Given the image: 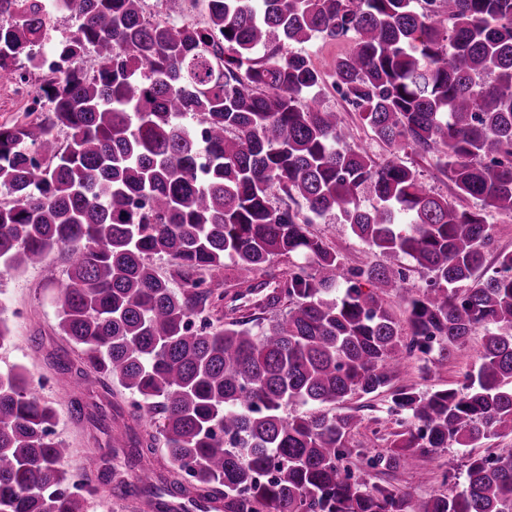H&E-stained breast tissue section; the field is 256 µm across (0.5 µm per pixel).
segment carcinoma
I'll return each mask as SVG.
<instances>
[{"label": "carcinoma", "mask_w": 512, "mask_h": 512, "mask_svg": "<svg viewBox=\"0 0 512 512\" xmlns=\"http://www.w3.org/2000/svg\"><path fill=\"white\" fill-rule=\"evenodd\" d=\"M144 2L57 0L75 29L51 54L93 64L42 71L44 116L0 126V268L60 255L57 329L77 361L57 369L134 396L130 417L152 430L129 440L128 467L162 448L188 484L132 485L105 456L96 478L72 479L56 409L13 365L0 370V512H86L100 485L140 512H171L189 485L202 512H512V454L471 453L451 495L414 500L343 465L355 416L331 412L391 391L403 430L366 458L380 473L512 434V252L485 268L484 217L512 213V0H203L201 26L153 21ZM50 23L49 0H0L3 80L40 59ZM319 37L349 42L326 72L288 51ZM328 81L382 143L437 154L476 206L349 145L320 100ZM328 215L431 274L406 298L409 334L383 297L403 272L343 268L310 230ZM480 328L463 388L391 389L405 360ZM292 403L309 410L289 416ZM69 405L109 427L104 407Z\"/></svg>", "instance_id": "cac0c4a2"}]
</instances>
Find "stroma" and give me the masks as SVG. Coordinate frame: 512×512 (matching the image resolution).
<instances>
[{
  "label": "stroma",
  "mask_w": 512,
  "mask_h": 512,
  "mask_svg": "<svg viewBox=\"0 0 512 512\" xmlns=\"http://www.w3.org/2000/svg\"><path fill=\"white\" fill-rule=\"evenodd\" d=\"M321 98L328 108L344 113L353 147L366 150L381 160L393 154L362 124L358 113L349 109L331 85L322 87ZM313 230L326 238L345 266L382 263L403 270L406 280L402 289H390L386 301L399 321H407L403 295L426 286L430 278L426 270L417 268L410 258L375 252L354 236L348 225L335 220L314 224ZM64 278L65 264L55 253L50 254L42 265L21 273L0 270V302L6 304L12 313V339L8 346L0 349V369L15 364L26 366L40 395L53 403L57 411L54 435L64 440L71 450L65 469L73 474L95 472L101 455L108 453L112 456L113 465L124 469L127 480L135 481L137 472L126 467L124 450L129 437L127 427L131 423L128 409L131 395L117 394L112 427L109 432H102L89 422L71 416L69 399L72 388L66 376L59 374L49 362L50 353L68 346L65 338L57 333L59 309L54 301L58 285ZM480 344L481 337L476 334L449 356H441L435 351L422 358H410L399 369L395 383L423 392L462 388L466 372L479 364ZM390 403L389 393L384 392L363 398L353 396L335 406L334 411L338 414L348 412L352 407L359 408L362 417L349 437L356 452L351 459V470L372 483L390 482L416 500L452 492L451 480L463 477L467 457L466 449L455 445L411 454L397 471L385 475L366 467V457L386 453L393 439L396 426L387 414Z\"/></svg>",
  "instance_id": "35a3bbf8"
}]
</instances>
